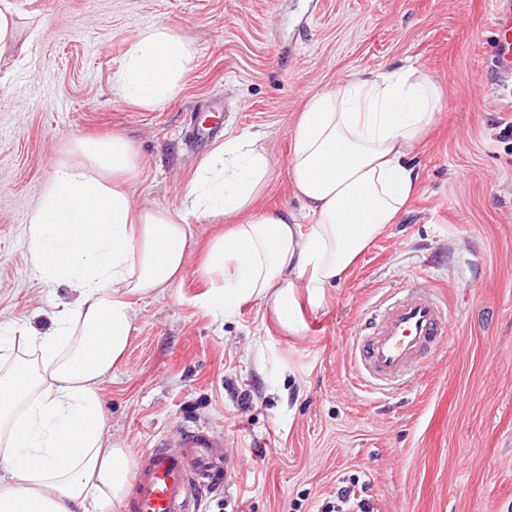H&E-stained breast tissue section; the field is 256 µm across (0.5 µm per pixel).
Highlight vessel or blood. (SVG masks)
<instances>
[{"label": "vessel or blood", "mask_w": 512, "mask_h": 512, "mask_svg": "<svg viewBox=\"0 0 512 512\" xmlns=\"http://www.w3.org/2000/svg\"><path fill=\"white\" fill-rule=\"evenodd\" d=\"M493 16L491 67L507 79L512 77V0H493ZM447 338L443 307L429 293L414 291L359 323L352 368L362 383L413 373L419 359L435 354ZM136 454L141 465L131 478L127 512H194L197 489L219 484L233 468L223 440L201 428L186 430L176 443L156 439Z\"/></svg>", "instance_id": "1"}]
</instances>
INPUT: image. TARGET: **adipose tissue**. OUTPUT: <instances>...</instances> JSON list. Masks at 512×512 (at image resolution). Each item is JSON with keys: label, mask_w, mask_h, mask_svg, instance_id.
Here are the masks:
<instances>
[{"label": "adipose tissue", "mask_w": 512, "mask_h": 512, "mask_svg": "<svg viewBox=\"0 0 512 512\" xmlns=\"http://www.w3.org/2000/svg\"><path fill=\"white\" fill-rule=\"evenodd\" d=\"M191 59L188 41L159 24L140 31L113 76L117 94L153 108L171 98ZM444 105L413 65L359 73L313 97L292 130L289 175L313 222L254 211L269 159L249 133L225 138L182 194V217L135 206L139 157L120 135L72 140L32 210L29 258L42 281L68 284L75 304L50 333L0 323V512H111L130 489L131 449L109 443L101 384L125 354L134 299L163 295L188 260L185 218H221L203 272L204 308L230 315L262 302L280 327L301 330L298 302L325 290L404 214L419 182L414 159Z\"/></svg>", "instance_id": "obj_1"}]
</instances>
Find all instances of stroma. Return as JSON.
Returning <instances> with one entry per match:
<instances>
[{"label":"stroma","mask_w":512,"mask_h":512,"mask_svg":"<svg viewBox=\"0 0 512 512\" xmlns=\"http://www.w3.org/2000/svg\"><path fill=\"white\" fill-rule=\"evenodd\" d=\"M25 51L0 63V322L48 332L65 286L32 267L26 224L67 142L125 136L140 158L139 206L181 211L209 155L191 118L218 111L226 134L263 137L271 163L259 211L310 223L289 177L307 100L359 72L412 62L444 108L418 157V190L397 224L282 331L264 304L226 318L200 303L220 222L191 216L189 261L140 321L101 385L108 432L128 448L203 427L234 460L199 512H317L350 475L374 512H512V86L488 72L493 0H11ZM164 24L192 59L179 92L145 109L112 77L132 37ZM448 301L449 341L387 394L357 385L355 328L403 279Z\"/></svg>","instance_id":"stroma-1"}]
</instances>
